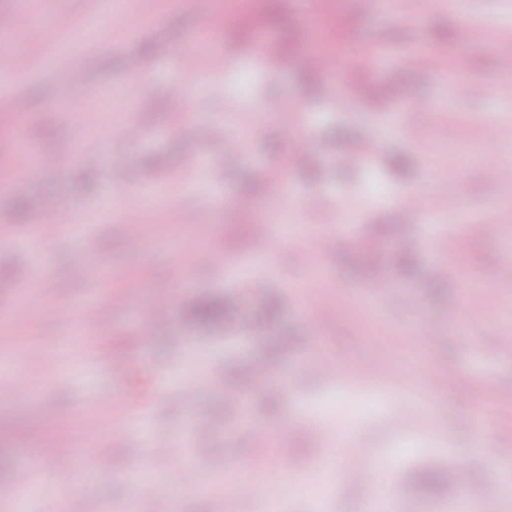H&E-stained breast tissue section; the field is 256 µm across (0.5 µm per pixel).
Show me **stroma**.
Masks as SVG:
<instances>
[{
    "instance_id": "obj_1",
    "label": "stroma",
    "mask_w": 512,
    "mask_h": 512,
    "mask_svg": "<svg viewBox=\"0 0 512 512\" xmlns=\"http://www.w3.org/2000/svg\"><path fill=\"white\" fill-rule=\"evenodd\" d=\"M243 0H215L201 23L188 0H114L126 28H102L91 39H71L98 10V0H65L69 30L44 33L21 28L0 39L31 63L15 87L26 108L0 115V162L14 149L13 128L23 124L43 165L27 179L0 189V227L11 236L0 245V316L18 312L29 330L0 332V351L13 369L40 391L37 404L0 399V512H10L7 491L20 461L70 435L76 452L97 451L109 465L133 459L141 437L100 410V396L120 397L128 413L144 417L161 441L184 439L192 420L207 427L213 460L245 464L258 491L244 499L221 493L173 495L109 477L92 483L72 478L65 460L40 469L43 498L32 512H53L57 482L69 483L71 512H126L140 500L143 512H365L369 491L389 496L390 512H406L417 499L422 512H458V493L427 491L424 473L444 472L465 461L468 497L480 505L488 462L512 448V350L501 343L512 331V180L499 179L490 163L512 167V136L490 142L483 116L512 123V81L498 73L512 55V10L500 11L496 32L474 30L460 43L466 12L421 13L420 0H395L393 11L366 16L352 0H315L313 15L302 0H271L261 26L275 43L286 70L250 65L253 29L235 23ZM336 49V71L308 70L312 51ZM221 51L237 58L226 77H199L174 66L176 56ZM469 66L461 76L467 97L448 100V68L458 56ZM148 62L147 76L130 70L131 58ZM189 94L176 98L172 82ZM350 104L340 109L337 95ZM434 104L412 112L410 102ZM139 124L143 138L114 137L124 122ZM256 130L257 139L237 161L221 152L231 128ZM309 149L298 153L295 139ZM383 151L367 168L342 170V155L366 140ZM99 141L107 160L91 181L73 162L74 152ZM197 151L202 168L179 171L184 154ZM265 164L269 182L253 170ZM447 170L448 182L433 199L456 192L464 224L416 221L401 202L427 177L428 165ZM153 187L141 216L151 240L132 235L119 213L99 209L104 185ZM52 204L87 213L84 230L62 229L46 243L48 279L30 292L24 249L32 223ZM297 222L311 234L275 236L268 260L235 274L224 255H245L262 231L261 220ZM503 220L500 231L482 227ZM455 240L452 252L415 249L412 274L397 264L408 240L439 232ZM441 263L443 277L431 269ZM112 275V294L128 281L138 288L129 313L114 311L97 288ZM336 282L327 298L324 280ZM387 282L391 294L381 314L365 288ZM99 299L109 324L105 336L82 332L55 319L53 306ZM207 299L224 303L230 318L192 320L188 310ZM169 301L166 318L150 341L137 326L149 302ZM459 306L461 321L426 332L434 310ZM275 358L277 394H265L245 377L251 363ZM328 358L336 377L312 368ZM372 380L356 388L345 378L361 365ZM447 376L451 386L411 398L413 381ZM196 377L209 386L187 391ZM236 379L255 417L281 455L258 457L237 413L224 404V381ZM350 445L383 451L376 488L337 480L321 460L342 464L336 435ZM306 474L293 491H279V473Z\"/></svg>"
}]
</instances>
